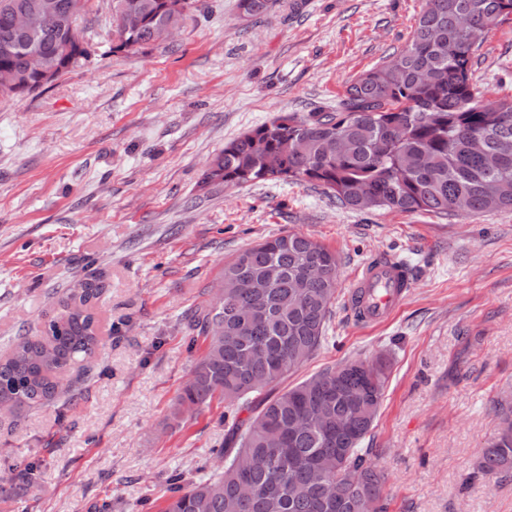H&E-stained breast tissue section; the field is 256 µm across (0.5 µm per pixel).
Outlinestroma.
Instances as JSON below:
<instances>
[{
	"mask_svg": "<svg viewBox=\"0 0 512 512\" xmlns=\"http://www.w3.org/2000/svg\"><path fill=\"white\" fill-rule=\"evenodd\" d=\"M109 0L82 20L90 63L23 99L0 98V359L59 295L100 278L101 343L82 378L23 418L0 413V477L41 462L34 491L0 512H162L167 478L217 473L223 399L170 426L206 344L183 325L226 262L307 235L335 252L329 342L286 386L351 359L390 362L364 445L387 512H512V476H474L512 395V209L476 218L354 210L323 187L256 180L204 190L207 163L283 112L335 111L347 87L407 44L424 0H204L173 41L108 54ZM474 87L512 98V17L471 65ZM403 261L411 294L381 326L346 297L373 259Z\"/></svg>",
	"mask_w": 512,
	"mask_h": 512,
	"instance_id": "35a3bbf8",
	"label": "stroma"
}]
</instances>
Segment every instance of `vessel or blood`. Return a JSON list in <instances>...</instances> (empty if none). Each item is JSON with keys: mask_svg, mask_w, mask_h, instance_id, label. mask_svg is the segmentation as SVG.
<instances>
[{"mask_svg": "<svg viewBox=\"0 0 512 512\" xmlns=\"http://www.w3.org/2000/svg\"><path fill=\"white\" fill-rule=\"evenodd\" d=\"M355 282L356 287L347 301L357 319L365 325L386 321L411 292L406 265L390 257L368 263Z\"/></svg>", "mask_w": 512, "mask_h": 512, "instance_id": "obj_1", "label": "vessel or blood"}]
</instances>
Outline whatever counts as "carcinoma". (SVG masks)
Returning <instances> with one entry per match:
<instances>
[{"label":"carcinoma","mask_w":512,"mask_h":512,"mask_svg":"<svg viewBox=\"0 0 512 512\" xmlns=\"http://www.w3.org/2000/svg\"><path fill=\"white\" fill-rule=\"evenodd\" d=\"M38 0H0V35L12 10ZM60 14L29 15L28 31L0 40L2 98L42 91L30 57L55 62V80L86 65L91 33L80 28L90 0H58ZM271 0H238L240 17L265 16ZM197 0H115L109 52L153 45L168 24L183 27ZM512 15V0H425L410 42L360 75L334 112H283L230 141L207 165L202 188L256 180H305L357 210L466 215L512 209V100H490L470 68L486 32ZM336 254L289 233L258 243L224 265L220 299L187 322L207 342L171 412L200 410L215 396L254 405L228 430L224 470L187 486L169 476L163 512H386L382 475L362 447L383 402L388 361L366 370L352 359L282 391L328 339L336 294ZM103 286L85 278L57 300L38 336H19L0 361V404L16 416L52 401L60 376L94 356V307ZM41 462L13 470L33 486ZM512 471V402L501 405L496 435L476 467Z\"/></svg>","instance_id":"carcinoma-1"}]
</instances>
